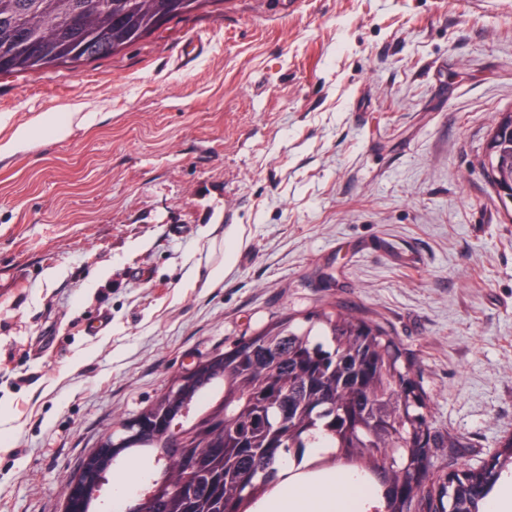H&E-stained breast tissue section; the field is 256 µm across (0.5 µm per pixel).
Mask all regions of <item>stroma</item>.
<instances>
[{
	"mask_svg": "<svg viewBox=\"0 0 512 512\" xmlns=\"http://www.w3.org/2000/svg\"><path fill=\"white\" fill-rule=\"evenodd\" d=\"M198 49L183 62L189 43ZM82 105L87 127H38ZM512 0H208L78 70L0 73V512L291 314L382 322L477 467L512 434V220L478 165ZM99 332H92V325Z\"/></svg>",
	"mask_w": 512,
	"mask_h": 512,
	"instance_id": "35a3bbf8",
	"label": "stroma"
}]
</instances>
